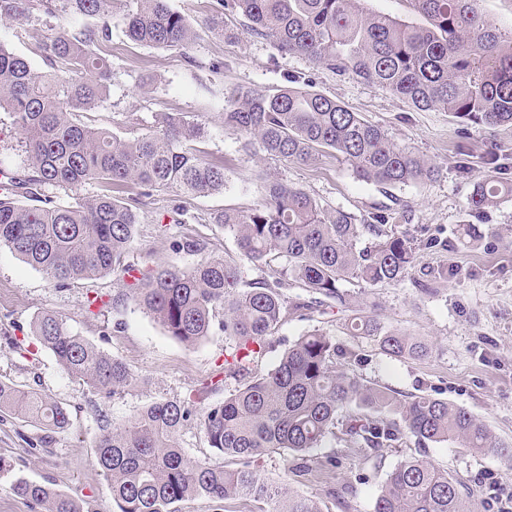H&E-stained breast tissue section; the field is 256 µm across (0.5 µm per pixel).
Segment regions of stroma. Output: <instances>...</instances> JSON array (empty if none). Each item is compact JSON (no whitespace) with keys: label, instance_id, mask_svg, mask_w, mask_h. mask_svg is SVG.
I'll use <instances>...</instances> for the list:
<instances>
[{"label":"stroma","instance_id":"35a3bbf8","mask_svg":"<svg viewBox=\"0 0 512 512\" xmlns=\"http://www.w3.org/2000/svg\"><path fill=\"white\" fill-rule=\"evenodd\" d=\"M171 4L201 30L219 7L217 0ZM125 10V0H115L112 39L99 47L112 63L108 101L80 113L79 121L133 138L146 133L161 112L202 118L208 134L199 148L223 163L226 175L220 193L186 197L163 190L145 199L132 248L135 262L185 270L221 255L239 264L243 283L274 277V267L241 261L234 235L209 221L215 211L261 203L268 176L360 221L394 214L390 230L408 232L419 246L409 278L375 287L346 282L342 290L386 326L424 338L430 354L421 360L386 356L372 340L348 335L347 311L327 307L303 317L288 315L270 337L261 368H271L290 344L318 329L351 351L343 362L349 373L403 399L429 395L465 408L512 447V198L486 213L481 241L468 244L459 238L460 226L473 221L468 205L473 177L493 171L512 179V126L462 128L448 113L417 110L385 89L314 68L303 57L247 33L231 46L203 30L187 51L138 46L123 32ZM54 23L44 15L24 25L0 22V44L42 66V36ZM290 78L312 81L315 90L381 127L394 142L411 146L437 167L438 176L390 187L358 179L328 153L308 165L250 157L242 138L224 128L227 96L238 87L271 92ZM464 165L470 177L461 175ZM183 235L198 240L201 251L177 248ZM117 291L112 275L54 287L8 250H0V379L50 394L66 406L71 419L66 430L48 437L35 423L0 416V512H41L13 492L20 477L69 495L85 512H117L109 481L92 465L99 434L96 411L122 419L156 401L190 397L204 408L223 402L235 389L232 381L218 391L208 387L224 360L223 334L186 346L134 303L106 306ZM45 309L66 316L74 331L126 361L142 385L110 398L69 377L30 332L32 317ZM327 448L340 460L337 486L353 484L358 491L332 499L322 484L298 486L299 494L322 501L325 512H372L388 473L414 458L459 482L470 512H501L512 505V456L413 437L382 449L374 460L353 454L341 440Z\"/></svg>","mask_w":512,"mask_h":512}]
</instances>
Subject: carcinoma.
I'll return each mask as SVG.
<instances>
[{"instance_id": "1", "label": "carcinoma", "mask_w": 512, "mask_h": 512, "mask_svg": "<svg viewBox=\"0 0 512 512\" xmlns=\"http://www.w3.org/2000/svg\"><path fill=\"white\" fill-rule=\"evenodd\" d=\"M125 35L138 45L187 50L199 37L170 0H130ZM423 22L406 23L367 11L361 0H220L244 17L247 31L272 41L315 67L377 85L414 108L451 114L467 127L512 124V35L504 37L472 0H407ZM56 14L65 23L43 37L44 67L0 44V110L8 113L26 156L27 174L14 175L0 192V249L6 248L50 284L113 274L132 279L112 304L132 301L171 336L193 346L224 334L219 386L237 388L224 402L200 412L180 400L153 402L115 421L98 414L94 466L110 482L118 512H177L186 498L234 502L241 512H323L318 501L299 495L293 484L319 477L336 495V457L315 454L336 440L338 412L356 407L346 441L361 454L391 448L411 435L432 442L454 441L464 448L502 454L506 445L469 411L430 396L397 397L369 385L338 365L344 351L318 330L299 337L275 365L258 371L267 339L290 314H302L328 300L354 311L340 285L356 280L375 287L404 281L417 259L414 239L388 232L380 216L359 224L355 216L323 205L278 179L266 181L262 202L248 211L224 209L212 223L227 227L247 261L280 265L274 281L244 284L240 268L211 257L186 269H144L130 260L142 198L153 191L208 195L224 190V166L194 148L206 122L163 112L141 136L128 139L93 129L78 113L109 98L112 65L95 51L112 36V0H0V21L22 25L34 14ZM205 28L228 44L239 33L224 24V13ZM224 128L244 139L253 157L308 164L336 153L360 180L400 186L438 175L409 146H401L357 112L308 83L274 92L237 88L225 100ZM96 184L100 192L81 190ZM136 185L137 197L113 190ZM72 195L66 205L48 195ZM512 197V182L493 174L474 178L469 205L473 217ZM30 201L19 203V198ZM370 246L358 247L364 234ZM299 284L319 301L291 302L282 289ZM351 336H365L394 359H420L430 348L403 332L386 328L375 315H353ZM31 333L70 377L105 395L117 396L143 383L130 367L95 347L46 309ZM0 413L34 422L48 432L68 428L63 404L35 389L0 380ZM196 424L209 447L237 467L191 458L180 446L183 429ZM291 456L290 479L260 478L257 459ZM14 493L43 512H84L80 503L46 485L17 480ZM373 512H467L461 493L441 471L422 460L398 463L375 498Z\"/></svg>"}]
</instances>
